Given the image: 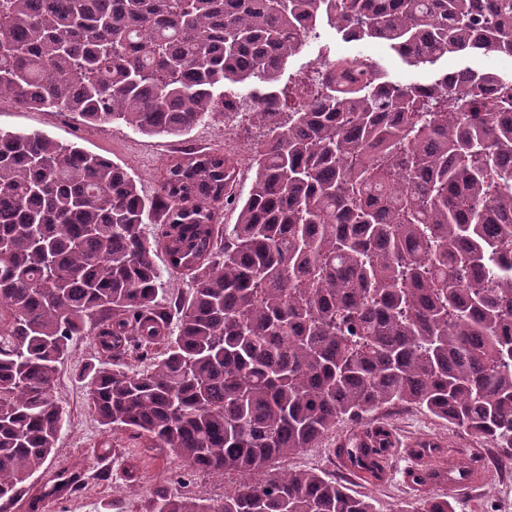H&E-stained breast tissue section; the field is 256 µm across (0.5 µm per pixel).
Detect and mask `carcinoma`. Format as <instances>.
<instances>
[{
    "mask_svg": "<svg viewBox=\"0 0 512 512\" xmlns=\"http://www.w3.org/2000/svg\"><path fill=\"white\" fill-rule=\"evenodd\" d=\"M322 23L409 67L464 65L452 86L389 81L368 59L373 80L328 64L281 83ZM493 55L512 56V0H0V101L165 137L238 101L261 137L223 228L237 173L222 151L182 153L148 198L104 155L0 129V499L52 462L54 383L81 335L106 354L82 371L102 426L258 475L219 501L159 489L152 512H378L277 467L376 407L512 449V76L468 65ZM159 251L189 283L171 309ZM132 355L152 364L132 371ZM253 178V170L251 169L250 162L248 165L239 167V173L236 181L228 194V204H224V210L220 218L221 226L230 227L235 224L237 218V211L234 208L233 201L239 197H244L250 189Z\"/></svg>",
    "mask_w": 512,
    "mask_h": 512,
    "instance_id": "obj_1",
    "label": "carcinoma"
}]
</instances>
